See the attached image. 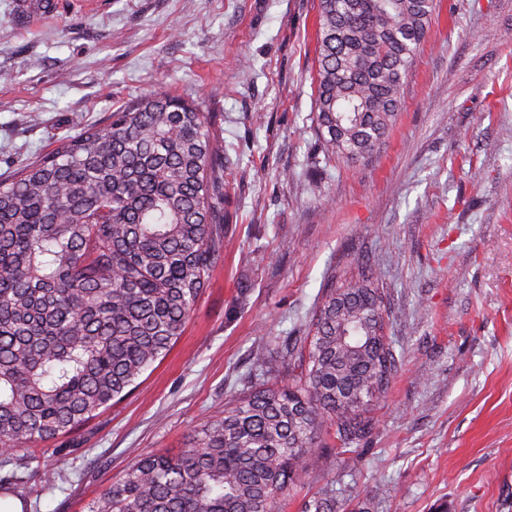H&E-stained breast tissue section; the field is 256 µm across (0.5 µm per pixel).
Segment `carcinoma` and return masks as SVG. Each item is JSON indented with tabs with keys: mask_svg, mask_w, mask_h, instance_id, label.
Returning <instances> with one entry per match:
<instances>
[{
	"mask_svg": "<svg viewBox=\"0 0 512 512\" xmlns=\"http://www.w3.org/2000/svg\"><path fill=\"white\" fill-rule=\"evenodd\" d=\"M434 0H319L314 112L326 151L392 128ZM224 147L194 101L148 94L0 180V448L78 431L182 334L224 257ZM371 273L323 289L308 334L177 456L131 466L87 512H278L332 429L363 438L399 358ZM302 512H336V481Z\"/></svg>",
	"mask_w": 512,
	"mask_h": 512,
	"instance_id": "carcinoma-1",
	"label": "carcinoma"
}]
</instances>
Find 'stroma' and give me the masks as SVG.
<instances>
[{
  "mask_svg": "<svg viewBox=\"0 0 512 512\" xmlns=\"http://www.w3.org/2000/svg\"><path fill=\"white\" fill-rule=\"evenodd\" d=\"M0 0V178L121 103L195 100L224 146V259L139 386L67 437L12 452L28 512H85L145 455H178L303 337L323 285L370 267L398 371L372 429L334 434L279 512L335 481L360 512H512V0H436L389 135L326 159L319 0ZM275 348H268L256 354L255 362L263 376L268 379L277 377L284 367V357Z\"/></svg>",
  "mask_w": 512,
  "mask_h": 512,
  "instance_id": "obj_1",
  "label": "stroma"
}]
</instances>
